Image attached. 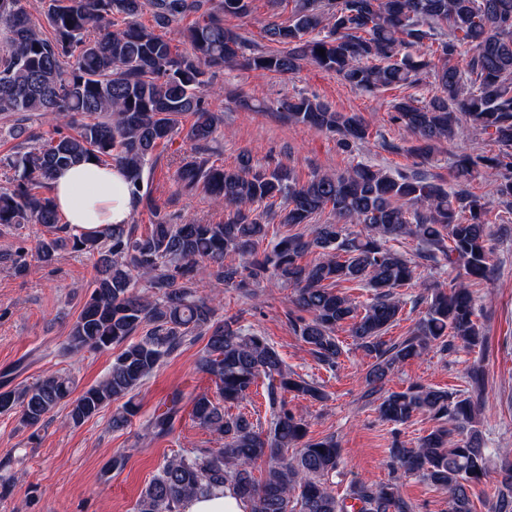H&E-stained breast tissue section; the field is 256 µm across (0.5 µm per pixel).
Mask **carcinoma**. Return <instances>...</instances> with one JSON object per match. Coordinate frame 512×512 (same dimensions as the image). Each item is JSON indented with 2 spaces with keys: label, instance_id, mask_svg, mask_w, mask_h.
Here are the masks:
<instances>
[{
  "label": "carcinoma",
  "instance_id": "cac0c4a2",
  "mask_svg": "<svg viewBox=\"0 0 512 512\" xmlns=\"http://www.w3.org/2000/svg\"><path fill=\"white\" fill-rule=\"evenodd\" d=\"M253 0H41L37 26L23 0H0V114H40L55 124L53 134L11 127L18 150L0 157L13 171L0 186V224H42L59 232L35 250L18 247L9 256L21 276L31 262L51 265L59 249L95 257L91 292L71 325L63 352L121 350L105 379L78 396L72 380L52 374L19 388L0 390V414H15L36 427L58 405H69L79 425L110 404L123 401L112 428L135 413L128 395L185 344L206 340L197 369L214 382V395L191 400V416L224 439L221 448L199 449L164 462L142 491L136 512H179L183 499L230 486L250 512H347L325 476L336 471L340 448L332 437L308 440L302 416L287 395L321 402L323 386L285 369L267 337L217 317L218 295L199 292L209 277L244 289L248 280H274L292 288L288 320L317 361L334 369L344 353L336 335L349 336L374 363L366 374V396L379 395L380 416L402 425L420 413L439 422L416 447L389 449L395 470L417 474L448 495L451 512H471L472 486L488 477L490 457L477 413L484 399L480 367L468 374L462 394L415 384L382 392L396 366L432 348L484 344L471 285L492 269L490 203L470 190L483 169L497 172L496 194L512 203V0H296L286 23L270 22L269 52L245 55L246 41L224 26V16H246ZM150 7L155 24L168 28L189 15L181 50L137 17ZM324 53H319V50ZM433 57L441 62L431 69ZM243 62L263 74L288 75L305 63L341 76L351 87L375 94L413 87L433 70L429 98L392 105L393 119L411 137L407 151L426 160L434 146L452 139L462 124L490 135L498 153L458 155L452 162L455 187L412 174L390 175L368 165L341 174H314L300 183L286 167L253 164L247 153L233 167L216 165L208 151L224 123L209 107L213 70ZM276 112L289 122L336 134L348 149L368 137L356 113L330 110L299 94L281 99ZM193 118L184 127L183 118ZM184 135L190 150L174 172L177 191L201 188L224 207L218 224H175L144 185L161 144ZM112 164L126 173L135 207L153 220L146 232L114 224L95 234L70 232L60 223L49 194L58 170L84 162ZM279 199L281 223L307 224L330 209L335 221L311 234H289L258 256L267 224L257 207ZM362 226L359 232L348 225ZM419 243L418 257L445 260L458 269L450 289L435 288L412 302L425 305L411 334L398 343L383 337L402 312L396 296L417 279V262L388 246L401 237ZM314 254L316 258L304 261ZM349 283L372 292L357 303L343 291ZM144 335L132 340L137 332ZM263 385L269 401L268 430L243 414L224 412ZM181 397L148 421L155 436L173 433ZM501 487L491 512H512V459L502 452ZM267 462L265 477L253 468ZM357 512H413L397 484L358 482L350 489Z\"/></svg>",
  "mask_w": 512,
  "mask_h": 512
}]
</instances>
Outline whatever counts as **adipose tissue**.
I'll use <instances>...</instances> for the list:
<instances>
[{
	"mask_svg": "<svg viewBox=\"0 0 512 512\" xmlns=\"http://www.w3.org/2000/svg\"><path fill=\"white\" fill-rule=\"evenodd\" d=\"M58 212L78 233H95L129 223L132 196L122 169L82 163L61 169L50 180Z\"/></svg>",
	"mask_w": 512,
	"mask_h": 512,
	"instance_id": "obj_1",
	"label": "adipose tissue"
}]
</instances>
